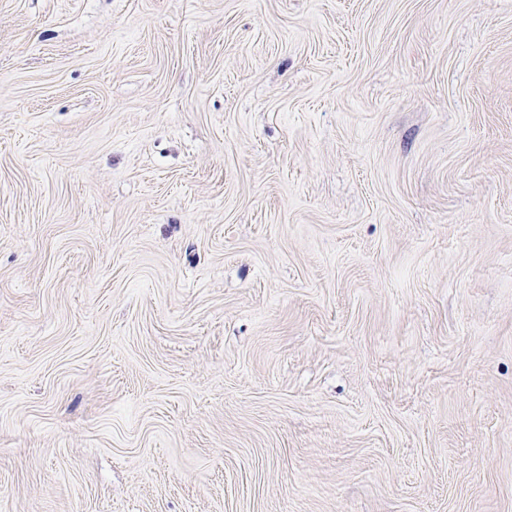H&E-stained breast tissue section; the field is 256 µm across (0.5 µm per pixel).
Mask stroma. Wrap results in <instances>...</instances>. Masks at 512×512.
I'll return each instance as SVG.
<instances>
[{
	"label": "stroma",
	"instance_id": "stroma-1",
	"mask_svg": "<svg viewBox=\"0 0 512 512\" xmlns=\"http://www.w3.org/2000/svg\"><path fill=\"white\" fill-rule=\"evenodd\" d=\"M0 512H512V0H0Z\"/></svg>",
	"mask_w": 512,
	"mask_h": 512
}]
</instances>
